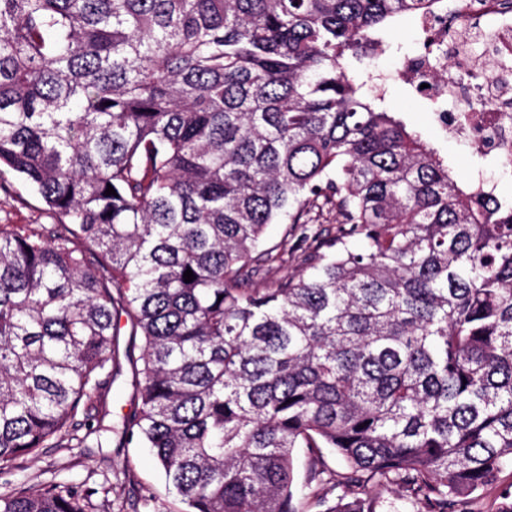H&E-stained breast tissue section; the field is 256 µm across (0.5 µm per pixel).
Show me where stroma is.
<instances>
[{
  "label": "stroma",
  "mask_w": 512,
  "mask_h": 512,
  "mask_svg": "<svg viewBox=\"0 0 512 512\" xmlns=\"http://www.w3.org/2000/svg\"><path fill=\"white\" fill-rule=\"evenodd\" d=\"M389 98L402 119L447 157L457 181H466L471 170L484 167V159L475 151L444 137L433 127L425 101L399 85L390 87ZM51 221L35 192L22 190L17 200L0 194V224H48ZM140 354V340L134 339L129 329H122L120 371L104 399L107 424L120 425L123 417L137 408L133 361ZM16 477L33 490L47 481L85 484L94 491L93 512H180L182 508L148 450L134 443L120 445L114 435L102 448H87L81 452L65 448L48 450L26 460L23 471L17 472Z\"/></svg>",
  "instance_id": "obj_1"
}]
</instances>
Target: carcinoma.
I'll return each mask as SVG.
<instances>
[{
  "label": "carcinoma",
  "instance_id": "1",
  "mask_svg": "<svg viewBox=\"0 0 512 512\" xmlns=\"http://www.w3.org/2000/svg\"><path fill=\"white\" fill-rule=\"evenodd\" d=\"M446 18L448 0H0V191L19 180L54 218L0 224V473L103 447L124 320L142 352L121 439L184 512H384L371 482L455 512L498 481L512 199L458 182L367 63ZM270 224L289 229L265 248ZM289 260L303 272L270 275ZM90 501L20 483L0 512Z\"/></svg>",
  "mask_w": 512,
  "mask_h": 512
}]
</instances>
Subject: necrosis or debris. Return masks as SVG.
I'll list each match as a JSON object with an SVG mask.
<instances>
[{"instance_id":"necrosis-or-debris-1","label":"necrosis or debris","mask_w":512,"mask_h":512,"mask_svg":"<svg viewBox=\"0 0 512 512\" xmlns=\"http://www.w3.org/2000/svg\"><path fill=\"white\" fill-rule=\"evenodd\" d=\"M445 22L376 82L420 93L437 130L476 149L487 168L475 180L493 185L512 170V5L507 0H451Z\"/></svg>"}]
</instances>
